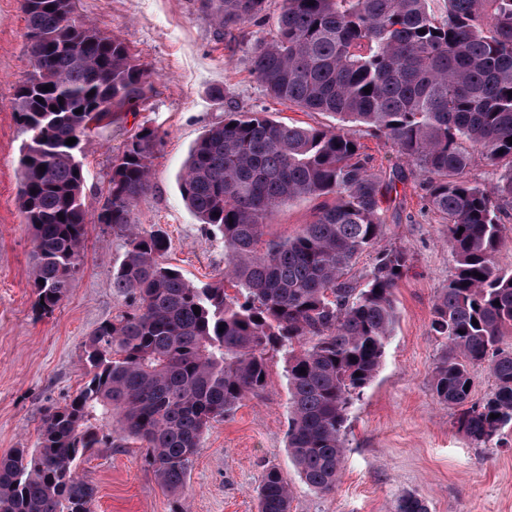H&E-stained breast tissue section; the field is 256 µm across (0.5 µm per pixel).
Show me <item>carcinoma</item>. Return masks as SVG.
<instances>
[{"instance_id": "carcinoma-1", "label": "carcinoma", "mask_w": 512, "mask_h": 512, "mask_svg": "<svg viewBox=\"0 0 512 512\" xmlns=\"http://www.w3.org/2000/svg\"><path fill=\"white\" fill-rule=\"evenodd\" d=\"M202 2L219 31L242 28L266 5ZM433 2L283 0L274 36L254 44L252 73L271 97L328 112L339 125L229 112L195 142L179 189L224 243V277L213 284L196 286L163 263L166 234L133 222L163 143L158 128L145 121L118 148L96 219L125 238L112 287L126 308L84 341L86 382L47 411L35 447L0 457V512H92L96 490L76 460L130 442L146 449L157 482L175 497L172 512H186L182 492L203 434L266 387L278 353L287 363L288 455L312 490L336 489L348 409L382 364L410 261L404 249L378 250L364 283L349 278L385 234L391 182L368 166L348 123L390 140L426 177L428 206L448 223L456 266L432 306V328L448 340L433 373L436 398L459 408L457 427L476 445L512 436V350L502 348L512 333V270L494 263L501 202L512 205V0H443L439 14ZM75 9L76 0H20L31 72L14 94L24 136L19 203L41 315L81 269L82 141L138 111L155 74L123 39L70 18ZM476 151L491 166L508 161L490 186L467 178ZM306 197L323 199L314 220L262 242L277 211ZM482 364L495 387L471 404L466 384ZM257 499L258 512H290L277 467L264 471ZM395 512L429 509L408 493Z\"/></svg>"}]
</instances>
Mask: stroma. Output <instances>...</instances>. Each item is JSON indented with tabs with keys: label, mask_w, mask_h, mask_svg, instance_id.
I'll use <instances>...</instances> for the list:
<instances>
[{
	"label": "stroma",
	"mask_w": 512,
	"mask_h": 512,
	"mask_svg": "<svg viewBox=\"0 0 512 512\" xmlns=\"http://www.w3.org/2000/svg\"><path fill=\"white\" fill-rule=\"evenodd\" d=\"M282 0H267L255 22L219 34L199 0H77V15L129 45L155 75L139 112L83 143L86 196L99 209L113 152L139 124L159 127L164 143L152 163L150 191L132 219L163 231L165 255L195 285L220 279L224 245L186 207L178 175L197 139L228 110H264L279 120L325 128L332 115L305 112L271 97L250 70L252 46L275 33ZM19 0H0V456L34 447L47 408L64 405L84 384L82 345L124 304L112 286V264L123 239L101 224L87 227L81 270L52 314L37 315L30 287L33 243L18 202L23 137L15 87L31 71ZM223 98H215L214 88ZM352 131L374 172L401 166L396 147L363 125ZM424 178L407 173L383 203V247L411 256L396 290L398 321L381 367L348 411L344 470L334 492L321 495L300 478L288 457V386L283 355L268 367V383L204 434L187 478L189 512H258L255 490L277 466L291 489V512H393L411 492L430 512H512V447L476 446L458 431L455 408L440 403L432 375L447 344L431 327L432 306L448 285L455 259L445 220L428 208ZM319 199L291 202L268 224L267 238L294 235L310 223ZM76 472L95 488L93 512H171L142 448H93Z\"/></svg>",
	"instance_id": "stroma-1"
}]
</instances>
